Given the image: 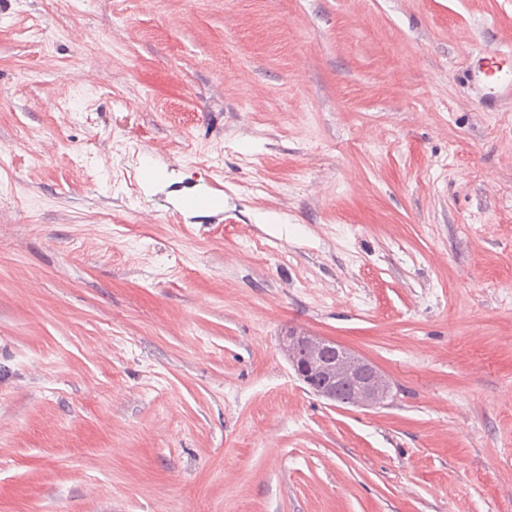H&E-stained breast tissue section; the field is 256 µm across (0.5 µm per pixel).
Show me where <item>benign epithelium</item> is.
Here are the masks:
<instances>
[{"label":"benign epithelium","instance_id":"1","mask_svg":"<svg viewBox=\"0 0 512 512\" xmlns=\"http://www.w3.org/2000/svg\"><path fill=\"white\" fill-rule=\"evenodd\" d=\"M282 349L308 389L336 407L373 408L391 396L378 366L332 340L291 331Z\"/></svg>","mask_w":512,"mask_h":512}]
</instances>
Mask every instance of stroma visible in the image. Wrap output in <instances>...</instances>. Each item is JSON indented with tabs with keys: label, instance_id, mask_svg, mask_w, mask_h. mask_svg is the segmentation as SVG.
<instances>
[{
	"label": "stroma",
	"instance_id": "obj_1",
	"mask_svg": "<svg viewBox=\"0 0 512 512\" xmlns=\"http://www.w3.org/2000/svg\"><path fill=\"white\" fill-rule=\"evenodd\" d=\"M467 46L512 63V0H0V512H512ZM293 329L392 397L310 393Z\"/></svg>",
	"mask_w": 512,
	"mask_h": 512
}]
</instances>
